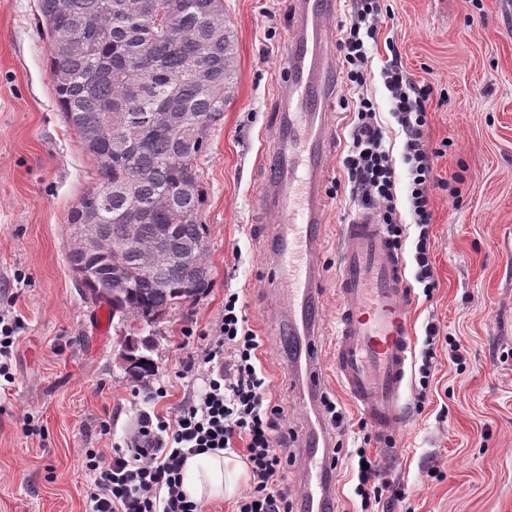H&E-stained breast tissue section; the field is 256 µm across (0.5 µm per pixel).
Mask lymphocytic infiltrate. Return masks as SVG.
I'll return each mask as SVG.
<instances>
[{"label":"lymphocytic infiltrate","mask_w":512,"mask_h":512,"mask_svg":"<svg viewBox=\"0 0 512 512\" xmlns=\"http://www.w3.org/2000/svg\"><path fill=\"white\" fill-rule=\"evenodd\" d=\"M385 18L381 0H353L349 24L337 42L347 84L356 90L355 114L344 176L354 201L373 210L393 248L402 246L398 209L397 163L406 166V201L418 229L414 242V279L425 295L439 282L430 257L429 226L432 190L438 179L433 153L426 144L432 85L414 80L397 58L381 69L389 113L404 135L401 159L387 145L379 110L365 92L372 51ZM238 294L224 298V318L216 336L200 352L206 366L203 387L179 406L173 420L139 416V434L127 447L105 457L91 451L85 469L88 512H201L199 503L181 491L182 471L189 457L245 444L250 485L237 500L235 512H292L288 492V433L285 408L276 401L262 361L264 339L238 308Z\"/></svg>","instance_id":"f902f5d3"}]
</instances>
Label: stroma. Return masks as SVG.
Here are the masks:
<instances>
[{"mask_svg":"<svg viewBox=\"0 0 512 512\" xmlns=\"http://www.w3.org/2000/svg\"><path fill=\"white\" fill-rule=\"evenodd\" d=\"M385 19L367 88L394 157L403 138L392 126L380 69L397 51L415 80L432 82L441 105L429 112L428 144L441 179L433 192L431 253L439 281L432 296L410 286L414 350L406 416L388 437L365 438V414L328 374L324 394L350 424L334 433L340 461L334 494L361 512L353 492L357 449L369 448L394 481L382 505L403 491L401 512H512V0H385ZM38 0H0V316L17 323L0 384V512H86L88 450L125 447L141 411L172 418L204 385L188 370L224 317L235 292L264 338L263 361L286 408L288 485L294 506L303 449L322 406L310 403L286 355L285 299L273 292L272 215L259 201L270 178L269 151L284 66L295 33L286 0H224L237 38L234 92L200 163L207 191L212 286L196 301L142 329L156 369L137 381L120 355L128 324L104 321L109 308L77 288L68 262L67 223L93 178L91 160L57 109ZM352 114L332 106L328 126L320 343L336 331V256L342 224L359 207L338 182ZM439 339L434 377L421 390L425 327ZM456 339L457 354L448 341ZM167 395L153 402L156 388Z\"/></svg>","mask_w":512,"mask_h":512,"instance_id":"obj_1","label":"stroma"}]
</instances>
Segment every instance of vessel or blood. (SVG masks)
Returning a JSON list of instances; mask_svg holds the SVG:
<instances>
[{
  "instance_id": "1",
  "label": "vessel or blood",
  "mask_w": 512,
  "mask_h": 512,
  "mask_svg": "<svg viewBox=\"0 0 512 512\" xmlns=\"http://www.w3.org/2000/svg\"><path fill=\"white\" fill-rule=\"evenodd\" d=\"M338 0H289L295 36L280 99L274 175L264 206L274 215L277 285L288 302V333L304 348L299 374L311 396L322 391L318 340L325 159L330 148L327 116L335 92V50L327 26ZM336 293L340 308L331 365L348 395L379 434L405 417L414 338L408 322L409 290L404 264L383 227L369 213L341 227ZM313 432L306 452L308 512H322L333 489L331 460L319 452Z\"/></svg>"
}]
</instances>
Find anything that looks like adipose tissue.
Masks as SVG:
<instances>
[{
  "label": "adipose tissue",
  "mask_w": 512,
  "mask_h": 512,
  "mask_svg": "<svg viewBox=\"0 0 512 512\" xmlns=\"http://www.w3.org/2000/svg\"><path fill=\"white\" fill-rule=\"evenodd\" d=\"M245 472L242 462L220 451L192 457L183 470L182 491L193 501L221 499L236 491Z\"/></svg>",
  "instance_id": "ef3b65f1"
}]
</instances>
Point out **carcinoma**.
Here are the masks:
<instances>
[{
    "instance_id": "cac0c4a2",
    "label": "carcinoma",
    "mask_w": 512,
    "mask_h": 512,
    "mask_svg": "<svg viewBox=\"0 0 512 512\" xmlns=\"http://www.w3.org/2000/svg\"><path fill=\"white\" fill-rule=\"evenodd\" d=\"M121 2L68 0L62 10L58 0H38V11L57 106L97 166V181L83 192L68 223L82 224L86 215H95L100 245L68 257L70 268L92 300L110 305L112 317L151 327L160 315L197 299L212 285L199 165L208 134L191 142V158L183 160L178 133L156 126L153 117L174 102L171 116L180 131L199 121L207 131L218 125L227 104L224 75H234L237 44L236 36L213 32L218 23L213 12L224 9V0H179L167 31L123 14ZM167 198L193 217L170 233L159 207ZM133 200L146 246L182 257L160 272V286L142 273L148 258L131 253L116 259L112 253ZM117 267L125 270L131 287H108ZM132 344L145 360L140 376L151 374L149 341Z\"/></svg>"
}]
</instances>
